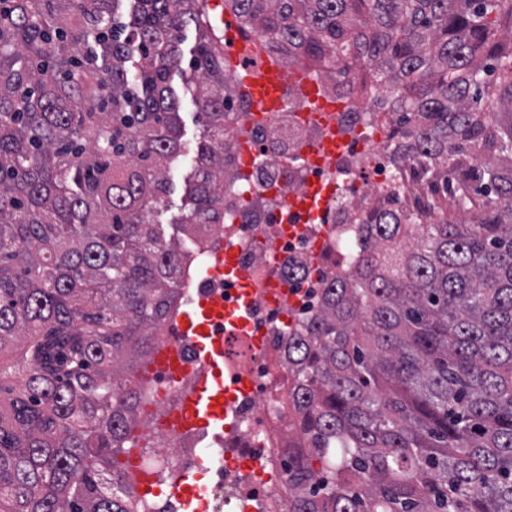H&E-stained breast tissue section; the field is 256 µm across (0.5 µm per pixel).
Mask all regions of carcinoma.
<instances>
[{"label":"carcinoma","mask_w":512,"mask_h":512,"mask_svg":"<svg viewBox=\"0 0 512 512\" xmlns=\"http://www.w3.org/2000/svg\"><path fill=\"white\" fill-rule=\"evenodd\" d=\"M207 0H0V512H149L120 466L135 374L175 309L180 241L148 214L208 136L182 235L224 217L222 21ZM290 66L382 90L391 163L431 191L367 215L356 267L288 348V512H512V10L501 0H224ZM139 68H128L132 49ZM479 207V219L465 214ZM112 474V479L104 477ZM195 47V30L189 27L182 32L181 48L184 54V71L176 72L171 82L179 96L178 112H180L184 148L182 153L167 166L170 193L166 198L165 204L154 212L151 217L154 224H163L167 236L173 234V224L178 223V219L182 214L185 180L195 167L196 147L205 134V129L198 114V106L184 88V85L190 84L195 77L194 72L187 66L188 59Z\"/></svg>","instance_id":"1"}]
</instances>
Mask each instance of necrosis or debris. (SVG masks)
Returning a JSON list of instances; mask_svg holds the SVG:
<instances>
[{
	"mask_svg": "<svg viewBox=\"0 0 512 512\" xmlns=\"http://www.w3.org/2000/svg\"><path fill=\"white\" fill-rule=\"evenodd\" d=\"M327 99L344 104L335 113L349 137L347 149L324 165L303 157L324 136L322 124L306 119V105L285 88L284 106L249 134L255 154L242 169L236 137L249 112L241 91L224 113V221L202 224L192 240L197 268L185 277L179 306L207 295L221 297L228 314L215 318L210 334L224 349V386L231 390L230 433L209 448L199 433L155 432L141 462L173 479L199 469L204 456L217 462L206 472L201 512H286L288 508V340L320 307L327 282L354 267L364 241V218L394 188L413 191L411 171L395 172L389 159L397 128L392 112H377L362 86H340L324 70ZM315 180L336 181L340 191L319 222L288 209L290 194ZM233 255L249 284L215 274L219 254ZM246 389H239L240 380Z\"/></svg>",
	"mask_w": 512,
	"mask_h": 512,
	"instance_id": "necrosis-or-debris-1",
	"label": "necrosis or debris"
}]
</instances>
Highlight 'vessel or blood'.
I'll return each instance as SVG.
<instances>
[{"label": "vessel or blood", "mask_w": 512, "mask_h": 512, "mask_svg": "<svg viewBox=\"0 0 512 512\" xmlns=\"http://www.w3.org/2000/svg\"><path fill=\"white\" fill-rule=\"evenodd\" d=\"M240 84L251 101L248 119L252 122L265 120L279 110L282 90L288 85L295 87L307 99L314 118H322L324 113L336 109L335 104L327 102L320 95L316 79L301 65L287 69L278 61L268 60L258 70L246 71ZM345 143L344 136L332 127L320 142L307 148L306 153L311 157L335 155L342 151ZM332 193L331 187L315 184L304 194L289 198L287 205L314 220L320 218ZM223 312L222 300L212 297L201 303L195 311L181 314L177 319L181 338L193 340L197 359L203 369L196 386L181 396L177 406L166 417L164 425L170 431L181 433L203 430L210 425L220 424L228 417L230 401L219 382L220 347L208 333L211 319ZM149 369L163 372L170 380H179L185 371L179 341L162 346L154 355Z\"/></svg>", "instance_id": "obj_1"}]
</instances>
